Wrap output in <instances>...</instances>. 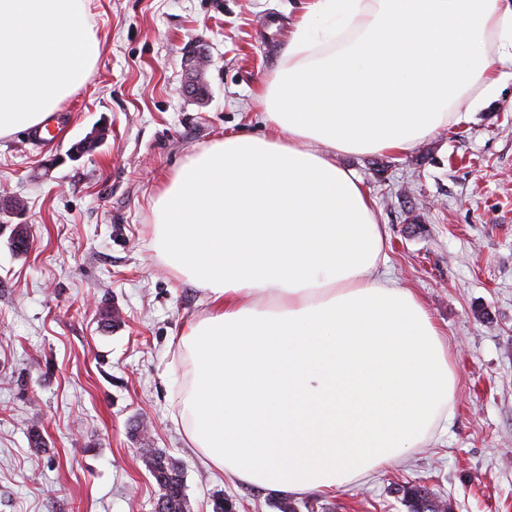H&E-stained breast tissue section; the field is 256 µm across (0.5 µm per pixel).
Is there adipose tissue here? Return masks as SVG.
<instances>
[{"label": "adipose tissue", "instance_id": "adipose-tissue-1", "mask_svg": "<svg viewBox=\"0 0 512 512\" xmlns=\"http://www.w3.org/2000/svg\"><path fill=\"white\" fill-rule=\"evenodd\" d=\"M512 77V0H309L228 134L159 184L151 247L208 298L176 344L203 463L331 492L447 431L456 374L419 298L372 277L387 236L344 155L400 154Z\"/></svg>", "mask_w": 512, "mask_h": 512}]
</instances>
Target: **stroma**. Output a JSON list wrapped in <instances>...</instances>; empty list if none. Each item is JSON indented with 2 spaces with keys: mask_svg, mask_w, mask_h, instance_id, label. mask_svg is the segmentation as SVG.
Listing matches in <instances>:
<instances>
[{
  "mask_svg": "<svg viewBox=\"0 0 512 512\" xmlns=\"http://www.w3.org/2000/svg\"><path fill=\"white\" fill-rule=\"evenodd\" d=\"M307 0H90L102 44L56 113L63 138H0V512H154L144 451L179 462L190 512H280V497L206 467L176 423L178 336L205 294L150 247L160 180L227 132L264 134L252 93ZM211 60L204 99L184 58ZM103 139L80 157L73 146ZM389 236L380 276L416 293L454 359L448 429L397 464L295 512H408L426 486L450 512H512V81L484 109L404 154L344 156ZM24 225L27 253L10 237ZM44 441L33 448L31 430ZM208 61V54L204 49L195 50L186 57L185 67L189 77L183 86V94L187 98H197L202 93L206 95V91H202L201 86L198 84L195 74L202 72Z\"/></svg>",
  "mask_w": 512,
  "mask_h": 512,
  "instance_id": "stroma-1",
  "label": "stroma"
}]
</instances>
